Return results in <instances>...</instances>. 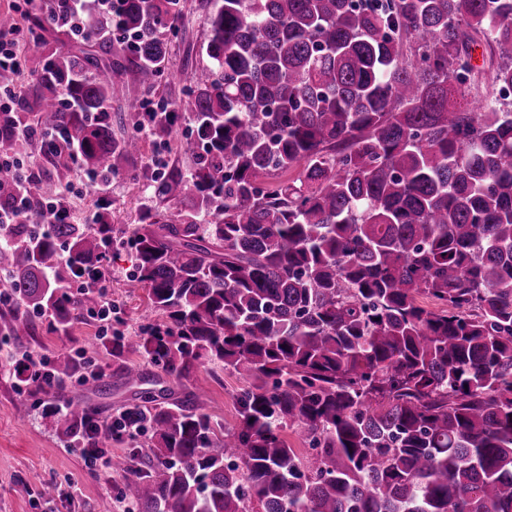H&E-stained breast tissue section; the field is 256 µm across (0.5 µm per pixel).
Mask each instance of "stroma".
Returning <instances> with one entry per match:
<instances>
[{
    "mask_svg": "<svg viewBox=\"0 0 512 512\" xmlns=\"http://www.w3.org/2000/svg\"><path fill=\"white\" fill-rule=\"evenodd\" d=\"M23 0H0V13H14L22 26L15 46L22 60V68L16 77L17 84L33 81V71L45 49L63 50L70 41L61 29L46 26L41 35L48 48L34 47L29 34L31 19L19 12ZM211 8L209 0H182V15L176 29L169 35V66L177 72L175 82L158 80L152 92H144L136 81H128L112 95L113 111L124 108L132 98H149L151 102H178L184 100L192 84V74L208 59L199 48L207 37L205 18ZM188 117L178 121L176 134L167 145H159L149 130H141V154L132 162L128 174L109 180L104 193L88 189L84 184V172L78 165H71L62 182L70 186L69 203L74 223H85L89 214L99 207L100 201H108L111 222L122 229L137 223L141 212L156 209L159 200L154 193L150 177L155 169L156 153H163L166 162L185 165L186 160L177 152L183 133L190 128ZM111 271L112 307L120 323L119 330L125 335L138 334L151 311L145 300V292L130 276L132 260L129 250L123 249L109 258ZM35 335L22 340H10L14 352L30 353L51 358L71 354L74 349L94 343L98 338L96 320L81 318L73 322L68 333L53 329L49 317L35 316ZM11 362L0 356V512H119L114 487L119 478L112 470L87 466L82 455L69 448L67 436L60 431L53 418L44 415L35 405L42 394L34 387L21 383L16 377L5 376ZM151 379L160 386L171 389L175 395L187 392L202 394L207 412L226 426H235L238 416L234 397L242 385L238 376L215 373L213 365L198 366L191 375L176 382L163 377L157 369H150ZM46 483L55 484L54 498H43L39 489Z\"/></svg>",
    "mask_w": 512,
    "mask_h": 512,
    "instance_id": "obj_1",
    "label": "stroma"
}]
</instances>
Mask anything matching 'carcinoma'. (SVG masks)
Here are the masks:
<instances>
[{"instance_id": "cac0c4a2", "label": "carcinoma", "mask_w": 512, "mask_h": 512, "mask_svg": "<svg viewBox=\"0 0 512 512\" xmlns=\"http://www.w3.org/2000/svg\"><path fill=\"white\" fill-rule=\"evenodd\" d=\"M177 6L124 0L117 47L95 18L42 56L14 122L62 133L101 181L125 173L140 138L112 128V91L173 76ZM206 25L191 166L152 174L162 207L120 232L104 206L44 232L34 209L0 245L9 337L35 312L68 327L97 308L52 275L108 272L109 240L156 316L55 359L56 382L81 389L45 414L99 451L88 394L112 386L80 378V359L110 345L136 388L112 420L130 444L112 471L137 512H512V0H214ZM178 118L163 104L148 128L164 143ZM27 145L0 131V151ZM42 157L38 177L0 179V203L55 194L60 155ZM129 352L177 380L204 362L238 375V426L146 388ZM294 426L311 451L288 446Z\"/></svg>"}]
</instances>
